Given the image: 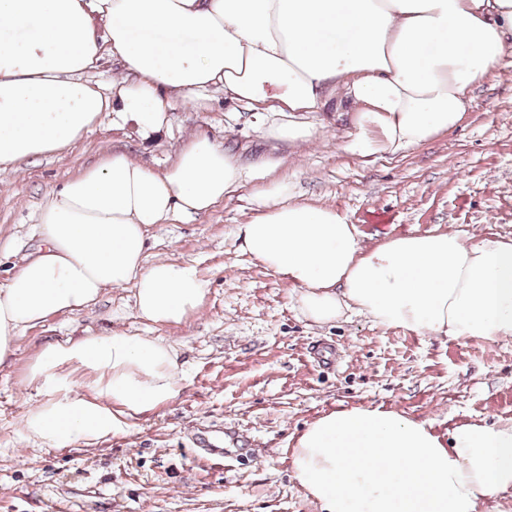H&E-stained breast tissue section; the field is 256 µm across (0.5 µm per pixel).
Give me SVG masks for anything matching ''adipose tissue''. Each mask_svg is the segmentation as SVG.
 I'll list each match as a JSON object with an SVG mask.
<instances>
[{"label":"adipose tissue","instance_id":"1","mask_svg":"<svg viewBox=\"0 0 512 512\" xmlns=\"http://www.w3.org/2000/svg\"><path fill=\"white\" fill-rule=\"evenodd\" d=\"M512 0H0V168L80 139L109 109L87 75L107 56L124 113L165 121L168 93L223 90L257 112H316L338 93L355 106L360 155L397 154L462 120L469 89L500 61ZM242 178L206 138L161 173L110 152L69 179L38 217L44 250L0 287V362L50 315L76 313L104 289L134 287L136 311L178 324L203 303L196 268L147 262L152 225L208 213ZM258 192L245 251L299 290L301 314L327 324L353 311L447 338L512 337V241L432 231L365 249L331 208ZM175 350L147 337L47 344L29 383L47 397L27 437L61 445L111 435L179 392ZM88 370L92 396L68 374ZM295 476L322 512H476L512 489V422L465 425L441 442L423 423L351 407L308 425Z\"/></svg>","mask_w":512,"mask_h":512}]
</instances>
